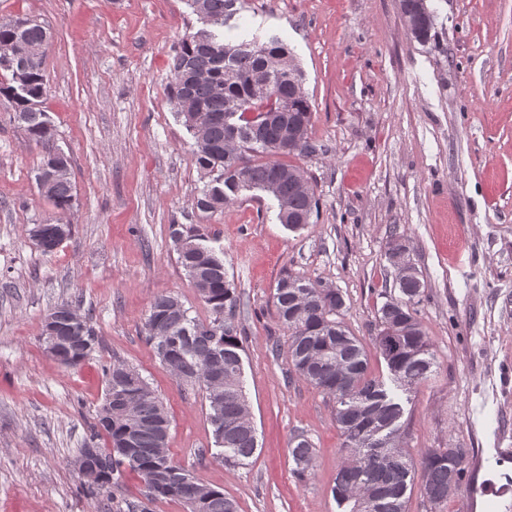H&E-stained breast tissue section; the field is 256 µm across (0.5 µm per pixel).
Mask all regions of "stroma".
Here are the masks:
<instances>
[{"mask_svg": "<svg viewBox=\"0 0 512 512\" xmlns=\"http://www.w3.org/2000/svg\"><path fill=\"white\" fill-rule=\"evenodd\" d=\"M428 40L407 32L400 0H246L236 27L278 36L303 72L312 135L327 153L298 164L319 200L303 229L280 224L271 197L241 192L215 213L196 209L202 186L193 140L169 100L170 55L199 23L184 0H0V16L31 17L51 39L41 107L71 158L72 233L50 255L30 237L55 218L28 142L0 98V512H90L73 461L104 394L102 365L136 367L171 417L169 453L239 512H340L342 465L334 404L292 370L273 292L283 273L339 289L343 320L372 349L377 311L395 292L388 229L409 242L425 291L418 306L433 373L404 401L413 463L433 448L464 451L466 476L448 502L413 489L407 512H512V0H426ZM215 235L227 277L248 311L242 359L258 448L233 468L209 453L198 390L161 364L144 334L154 298L207 307L177 262L171 231ZM91 315L99 350L81 367L55 362L41 340L61 301ZM315 448L307 483L290 442Z\"/></svg>", "mask_w": 512, "mask_h": 512, "instance_id": "1", "label": "stroma"}]
</instances>
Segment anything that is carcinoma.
Returning <instances> with one entry per match:
<instances>
[{
    "label": "carcinoma",
    "instance_id": "obj_1",
    "mask_svg": "<svg viewBox=\"0 0 512 512\" xmlns=\"http://www.w3.org/2000/svg\"><path fill=\"white\" fill-rule=\"evenodd\" d=\"M192 14L203 11L211 27L184 36L170 56L171 100L178 109L201 110L203 142L195 143V162L207 178L195 198V207L205 213L224 210L242 191L259 189L266 183L288 202L278 212L280 223L300 227L310 223L317 208L312 188L300 167L265 161L268 155L298 158L327 151L325 144L311 136L312 105L302 88L277 69V60L292 57L278 37L255 42L243 36L235 44L224 43V26L242 9L243 0H187ZM401 9L418 20L412 36L427 39L433 27L424 0H401ZM20 38L38 45L50 38L46 28L33 18H0V44ZM44 57L19 60L9 78L0 82V96L11 106L13 120L26 138L43 150L40 166L54 161L60 172L49 190L43 192L59 213L74 204L71 159L54 146L55 128L40 108L46 93ZM266 75L278 87L280 96L260 92L257 77ZM236 105L232 125L235 143H227L224 121L228 105ZM278 116L267 122L268 114ZM71 234V225L56 219L39 225L33 240L46 254ZM177 260L193 285H203L201 300L210 315L200 320L177 296L160 295L150 305L144 333L154 344L160 362L178 381L202 392L207 402L206 419L212 427L215 457L224 464H246L257 449L256 429L250 419L245 393L243 351L240 335L241 297L230 287L224 259L211 246L202 229L181 226L171 234ZM390 255L409 250L408 240L394 227L390 231ZM424 284L420 273L398 284L400 297L386 300L378 310L379 331L373 345L383 358L390 381L368 373L362 343L340 320L344 300L334 288H327L291 272L277 281L273 293L278 322L289 336L291 366L299 378L321 390L334 401L336 426L344 437L345 458L336 477L334 494L346 512H362L373 503L376 512H406V494L414 484L415 468L402 446L401 418L404 409L397 391L410 392L428 380L433 355L425 330L417 316ZM81 335L89 348L71 349L67 367L76 368L100 347L101 339L83 316ZM104 396H122L130 412L116 411L112 425L103 423L97 411L84 449L97 448L93 460L99 475L95 485L81 484L83 494L93 502L94 512H149L144 505L126 503L122 498L124 472L136 473L153 500H176L186 512H238L234 500L224 492L201 483L189 470L175 464L168 447L170 418L162 399L134 367L117 356L105 367ZM105 438L102 448L98 439ZM291 454L293 476L310 479L314 446L304 435L294 436ZM464 456L457 448L428 451L421 461L424 494L442 503L455 492L465 477Z\"/></svg>",
    "mask_w": 512,
    "mask_h": 512
}]
</instances>
